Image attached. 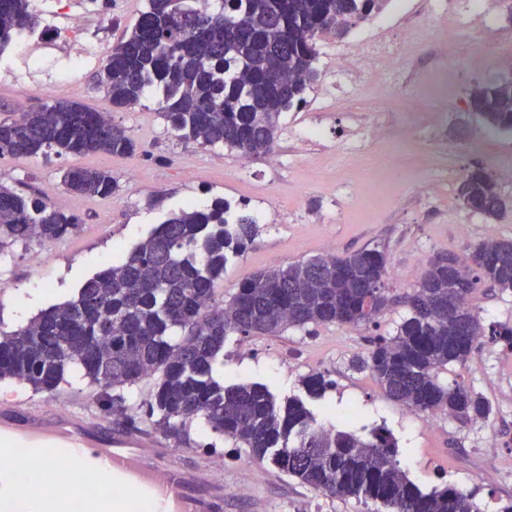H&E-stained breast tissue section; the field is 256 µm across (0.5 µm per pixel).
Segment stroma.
<instances>
[{
  "label": "stroma",
  "mask_w": 512,
  "mask_h": 512,
  "mask_svg": "<svg viewBox=\"0 0 512 512\" xmlns=\"http://www.w3.org/2000/svg\"><path fill=\"white\" fill-rule=\"evenodd\" d=\"M147 0H116L109 19H86L85 40L111 53ZM416 0H386L382 11L344 36L318 41L317 79L304 105L283 113L276 163L241 166L224 147L185 146L167 129L154 96L128 110L113 108L93 77L94 66L69 78L66 98L111 114L137 145L133 154L98 152L48 158L0 157V184L40 198L54 187L51 205L75 215L71 234L46 243L39 273L27 263L28 247L0 256V324L17 326L15 306L36 314L68 299L103 262L128 252L170 212L224 198L254 215L260 232L243 256L229 262L222 287L232 294L256 271L305 261L324 252L342 255L382 243L387 252L390 303L369 327L336 324L291 328L279 336H233L224 344V382L267 385L278 400L304 396L305 377L322 372L335 386L309 400L319 422L354 413L352 430L385 427L397 442L401 465L424 489L448 483L471 490L485 512L512 500V347H485L443 381L465 382L489 402L487 420L462 422L441 414L424 418L387 398L369 371L353 366L373 336L395 335L409 309L400 297L420 280L423 261L438 253L464 254L489 240L512 241V134L486 126L467 109L476 84L512 78V13L503 0H482L477 13L462 12L461 40L446 46L448 0H427L413 44L402 38L403 18ZM386 36L396 64L375 73L337 69L338 54L373 35ZM322 129L311 142L312 126ZM74 166L112 174L118 188L106 196L68 192L64 172ZM480 167L498 177L505 200L495 219L462 208L456 189ZM472 305L487 322L512 326V291L482 287ZM71 406L99 412L90 388L17 389L0 382V401ZM179 465L223 481L217 512H377L361 503L313 491L271 465L253 481L245 449L194 424L186 443L169 440ZM246 493H238L240 485Z\"/></svg>",
  "instance_id": "1"
}]
</instances>
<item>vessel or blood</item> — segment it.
I'll return each mask as SVG.
<instances>
[{"label": "vessel or blood", "mask_w": 512, "mask_h": 512, "mask_svg": "<svg viewBox=\"0 0 512 512\" xmlns=\"http://www.w3.org/2000/svg\"><path fill=\"white\" fill-rule=\"evenodd\" d=\"M19 448L48 456L53 466L65 463L72 477L93 472L101 478V490L81 512H105L127 496L150 502L152 512H211L224 497L223 481L190 476L176 466V451L165 442L137 431L113 432L89 414L1 403L0 464L21 465Z\"/></svg>", "instance_id": "vessel-or-blood-1"}]
</instances>
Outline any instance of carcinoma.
<instances>
[{"instance_id": "1", "label": "carcinoma", "mask_w": 512, "mask_h": 512, "mask_svg": "<svg viewBox=\"0 0 512 512\" xmlns=\"http://www.w3.org/2000/svg\"><path fill=\"white\" fill-rule=\"evenodd\" d=\"M386 0H148L125 31L96 82L117 109L153 90L158 113L178 141L223 146L249 158L273 153L280 116L305 103L317 74V41L341 17L380 11ZM37 19L29 0H0V50ZM472 111L512 132V79L475 86ZM129 130L74 101L44 103L0 121V156L128 155ZM62 184L79 195L117 188L107 171L68 169ZM459 203L474 201L496 218L504 201L497 180L469 171ZM79 218L0 184V254L30 242H53ZM259 234L250 214L217 198L171 213L132 250L100 266L67 300L10 331L0 328V381L33 391L86 383L99 388L120 426L150 421L189 435L200 421L256 463L269 461L326 495L381 503L388 512H483L475 494L446 484L429 491L409 478L383 427L365 436L319 423L299 397L278 402L260 383L224 384V343L235 335L276 336L289 328L367 326L393 301L386 249L365 246L343 257L326 253L255 272L229 300L219 295L224 269ZM373 279L383 287L370 288ZM485 284L512 290V243L486 241L461 263H426L405 297L409 316L394 336H373L356 359L391 400L461 421L489 418L491 408L467 384L440 380L487 345L512 346V327L484 324L472 306ZM153 382L139 399L138 387ZM334 386L308 377L312 397Z\"/></svg>"}]
</instances>
